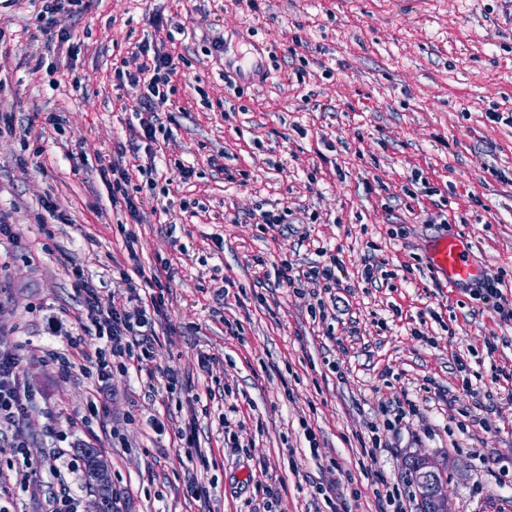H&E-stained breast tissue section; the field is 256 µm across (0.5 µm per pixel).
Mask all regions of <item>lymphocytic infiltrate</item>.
Masks as SVG:
<instances>
[{
  "mask_svg": "<svg viewBox=\"0 0 512 512\" xmlns=\"http://www.w3.org/2000/svg\"><path fill=\"white\" fill-rule=\"evenodd\" d=\"M143 60L136 74L117 72V79L127 80L138 92L139 138L146 144L156 141L162 124L160 114L169 101L166 86L178 64L168 53L151 51L141 45ZM321 261L308 269H295L292 264L280 263L275 269V285L286 288L296 296H309V315L315 320H327L336 309L334 290L338 284L336 272L341 261L336 254L318 248ZM72 276L77 280L84 296V309L79 318L86 335L76 357L60 352H50L62 371L79 368L87 376L105 378L112 365L126 371L146 375L149 382H162L165 390H180L192 395L193 387L172 367H159L154 363V345L157 341L155 325L163 318L160 301L152 293L133 294L131 303L101 297L92 280L80 266H72ZM33 399L32 389L26 379L23 359L19 350H0V436L8 430L32 427L29 408Z\"/></svg>",
  "mask_w": 512,
  "mask_h": 512,
  "instance_id": "1",
  "label": "lymphocytic infiltrate"
}]
</instances>
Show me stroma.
<instances>
[{"mask_svg":"<svg viewBox=\"0 0 512 512\" xmlns=\"http://www.w3.org/2000/svg\"><path fill=\"white\" fill-rule=\"evenodd\" d=\"M38 12L31 0H0V99L12 114L0 128V222L12 230L0 235V349L20 346L33 416L67 438L11 432L61 471L28 485L17 476L22 457L0 443V512H43L64 486L89 512L94 489L68 468L83 448L107 461L123 512H253L263 494L250 475L262 461L281 486L280 512H316L311 485L330 475L310 456L303 417L322 455L357 478L360 512H375L349 439L405 390L419 410L384 432L377 469L402 480L426 453L448 470L452 512H512V486L500 482L501 467L512 469V320L427 261L431 240L465 239L476 269L512 290V0H83L60 15L71 34L63 44L40 31ZM145 42L180 66L157 133L166 177L152 188L130 174L135 222L99 170L120 154L148 155L134 135L136 93L114 77L136 72ZM40 56L53 72L36 68ZM179 162L193 167L190 182ZM49 198L60 217L45 251L36 217ZM283 209L311 244L260 224ZM121 224L144 266H170L156 362L191 382L194 406L179 393L149 395L119 371L98 384L46 359L81 333L68 264L104 298L128 296ZM319 244L342 259L348 291L335 318L312 321L283 288L255 299L266 265H307ZM367 257L395 270L391 287L360 280ZM228 281L232 296L218 297ZM235 318L239 336L224 327ZM417 326L435 345L413 335ZM204 351L216 357L208 373ZM496 365L504 375L493 376ZM465 376L476 395L462 391ZM429 380L447 401L424 390ZM226 387L229 398H218ZM228 402L242 423L235 445L224 438ZM190 408L203 466L174 440ZM462 410L480 425L450 432ZM157 419L165 433L153 430ZM192 478L206 496L187 493Z\"/></svg>","mask_w":512,"mask_h":512,"instance_id":"stroma-1","label":"stroma"}]
</instances>
